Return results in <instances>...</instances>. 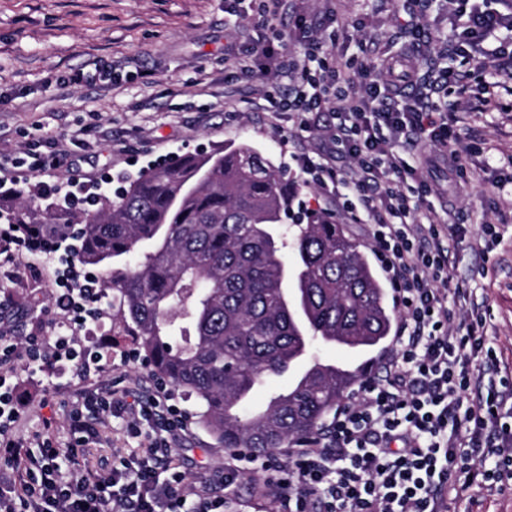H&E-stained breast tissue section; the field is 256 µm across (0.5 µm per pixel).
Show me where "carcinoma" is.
Here are the masks:
<instances>
[{
  "label": "carcinoma",
  "mask_w": 512,
  "mask_h": 512,
  "mask_svg": "<svg viewBox=\"0 0 512 512\" xmlns=\"http://www.w3.org/2000/svg\"><path fill=\"white\" fill-rule=\"evenodd\" d=\"M294 199L288 176L241 143L149 167L88 211L42 209L19 188L8 219L80 225V260L112 266V324L195 399L219 446L262 457L316 436L366 375L324 362L313 344L366 352L395 321L340 222L314 211L283 224ZM292 369L287 392L253 404L265 380Z\"/></svg>",
  "instance_id": "1"
}]
</instances>
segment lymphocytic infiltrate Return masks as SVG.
I'll return each instance as SVG.
<instances>
[{
	"instance_id": "f902f5d3",
	"label": "lymphocytic infiltrate",
	"mask_w": 512,
	"mask_h": 512,
	"mask_svg": "<svg viewBox=\"0 0 512 512\" xmlns=\"http://www.w3.org/2000/svg\"><path fill=\"white\" fill-rule=\"evenodd\" d=\"M445 7L451 54L495 57L499 73L489 81L476 71L440 70L438 102L402 95L387 59L350 77L334 64L333 46L315 37L286 61L270 41L232 57L242 71L262 74L273 65L291 79L282 107L297 114L300 130H318L319 113L334 115L329 151L300 159L304 182L368 216L370 245L400 314L383 375L368 377L359 400L337 410L326 439L262 462L267 494L280 512H447L449 497H464L472 486L512 481V367L488 342L476 289L453 281L451 257L462 229L429 220L424 200L403 190L424 162L409 155V147L421 141L450 146L448 115L468 84L478 85L492 107L512 96V10L495 9L493 0H446ZM339 152L356 159L353 176L331 165ZM26 156L35 198L56 199L67 210L93 206L94 195L48 181L63 153L31 148ZM78 253L75 225L16 226L0 217L5 276L16 275L22 256L33 275L42 273L40 259L54 254L68 270L55 281V305L38 333L20 347L0 345V459L6 463L0 512H224L222 497L188 491L172 465L167 450L186 418L164 382H156L155 395L140 398L109 385L82 391L67 412L76 436L67 450L45 441L34 454L27 439L9 435L21 410L8 383L17 361L50 377L63 361L84 370L103 360L77 339L109 309L103 273L75 264ZM115 419L133 434H146L150 453L107 474L68 476L60 458L77 456L99 424Z\"/></svg>"
}]
</instances>
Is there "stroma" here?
<instances>
[{
	"mask_svg": "<svg viewBox=\"0 0 512 512\" xmlns=\"http://www.w3.org/2000/svg\"><path fill=\"white\" fill-rule=\"evenodd\" d=\"M228 6V0H0V162L18 160L29 145L50 141L67 157L66 165L51 170L52 180L108 175L119 188L150 164L246 141L290 178L300 179L298 156L319 151L325 137L300 135L294 113L279 110L283 81L239 72L225 61V45L248 44L235 38ZM297 6L320 37L335 36V54L350 56L357 40L372 35L379 36L381 48L404 51L413 40L409 24L414 21L431 33V54L404 56L401 69L430 75L452 63L438 41L449 29L439 6L426 8L421 0L381 5L376 0H297ZM100 61L126 71L125 82L100 88L91 79ZM78 71L87 74V81L69 84L68 76ZM474 101V94H467L460 111L448 115L455 133L451 148L460 155L462 169H449L439 149L422 142L416 151L428 163L419 177L434 190L431 203L447 202L454 223L465 230L455 274L463 284L478 279L487 334L499 359L512 364V109L474 112ZM297 201L339 215L346 235L368 243L364 223L340 213L335 200L316 186L300 187ZM488 225L497 240L483 253L477 246ZM62 270L51 259L43 277L0 276V297L14 303L7 342L22 343L38 330L44 311L54 305V280ZM79 342L111 353V366L84 379L65 371L48 389L32 380L27 365H17L12 381L23 406L11 426L13 435L33 441L47 433L57 447H67L65 414L81 388L119 378H138L150 388V368L124 364L122 356L133 344L111 321L81 331ZM49 418L54 424L48 430ZM147 448V441L114 422L100 427L97 439L65 469L76 478L90 468L103 472ZM170 455L188 483L205 480L216 487L224 477V450L195 425L172 443ZM260 474L257 468L242 471L225 497L224 512H278L253 488L251 479ZM448 510L512 512V486L472 488L466 499L449 502Z\"/></svg>",
	"mask_w": 512,
	"mask_h": 512,
	"instance_id": "stroma-1",
	"label": "stroma"
}]
</instances>
